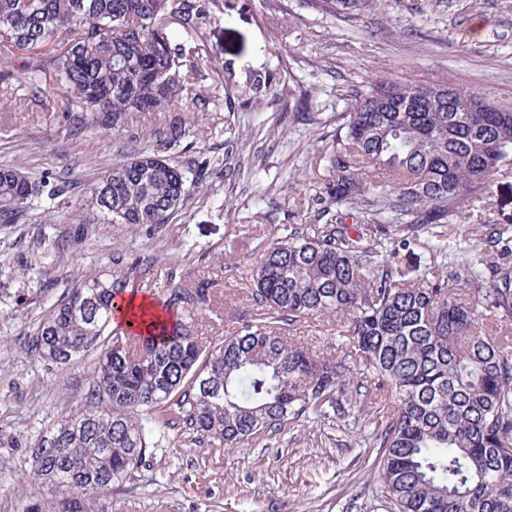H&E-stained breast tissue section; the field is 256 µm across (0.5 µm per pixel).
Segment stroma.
I'll return each instance as SVG.
<instances>
[{
	"label": "stroma",
	"instance_id": "35a3bbf8",
	"mask_svg": "<svg viewBox=\"0 0 512 512\" xmlns=\"http://www.w3.org/2000/svg\"><path fill=\"white\" fill-rule=\"evenodd\" d=\"M205 28H175L188 66L203 72L200 99L175 105L188 123L177 145H162L169 115L126 113L120 127L71 136L66 113L48 109L21 74L0 82V165L48 177L55 190L18 224H0V512H46L55 494L28 477L38 434L91 392L84 362L31 359L42 317L83 278L131 269L128 292L162 298L170 280L213 284L215 300L190 323L201 337L236 334L260 322L250 300L255 259L292 227L314 224L326 190L331 143L356 92L391 78L447 82L512 98V0H375L358 19L308 0H220ZM157 149L186 166L189 196L168 223L89 224L43 272L29 268L42 238L69 228V214L114 160ZM245 163L225 178L227 150ZM206 159L199 174L189 160ZM492 205H471L459 250L486 224L512 225V176ZM222 268H215V261ZM340 326L320 318L291 326L313 350L341 345ZM333 421L290 422L235 448L193 441L188 430L158 436L130 481L102 502L106 512H377L378 487L366 449Z\"/></svg>",
	"mask_w": 512,
	"mask_h": 512
}]
</instances>
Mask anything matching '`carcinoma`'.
<instances>
[{
	"instance_id": "cac0c4a2",
	"label": "carcinoma",
	"mask_w": 512,
	"mask_h": 512,
	"mask_svg": "<svg viewBox=\"0 0 512 512\" xmlns=\"http://www.w3.org/2000/svg\"><path fill=\"white\" fill-rule=\"evenodd\" d=\"M358 18L369 0H311ZM207 0H0L6 81L58 91L72 132L106 134L128 112H169L201 77L184 69L170 25L210 23ZM163 134L175 144L184 122ZM329 151L324 224L292 231L261 253L249 293L272 312L212 347L180 315L207 310L209 289L171 285L167 321L147 335L110 329L129 275L85 279L40 321L30 356L67 365L90 357L92 394L43 430L33 478L57 490L52 512H99L131 479L154 436L184 425L196 441L241 445L372 387L384 512H512V230L485 225L474 257L446 262L467 204L491 206L512 166V101L446 84L389 79L355 94ZM47 179L0 167V224H17L52 197ZM187 199L185 170L141 150L106 170L71 219L165 224ZM433 262L406 280L402 252ZM312 317L334 318L342 354H313L286 336ZM154 410L142 419L141 407Z\"/></svg>"
}]
</instances>
